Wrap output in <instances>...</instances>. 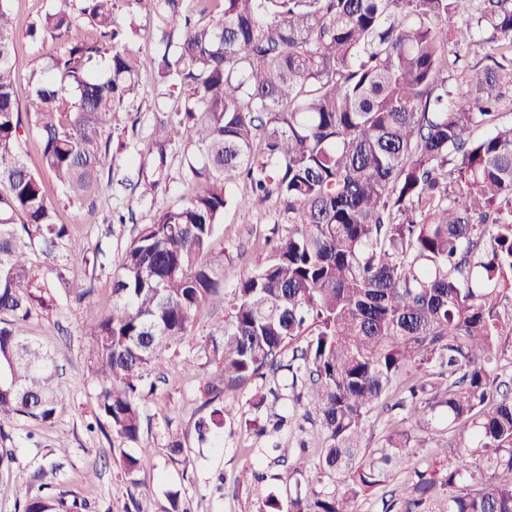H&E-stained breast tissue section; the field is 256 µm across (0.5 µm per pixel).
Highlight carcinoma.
<instances>
[{"mask_svg": "<svg viewBox=\"0 0 512 512\" xmlns=\"http://www.w3.org/2000/svg\"><path fill=\"white\" fill-rule=\"evenodd\" d=\"M198 3L222 19L193 24L183 0H154L165 48L147 63L112 0H80L95 36L51 57L22 104L0 0V422H47L57 404L54 357L23 324L44 305L33 256L56 260L70 230L22 159L24 134L38 133L68 200L90 197L112 163L105 128L148 71L184 96L154 125L159 164L176 140L201 162L188 163L192 195L128 244L112 312L85 309L109 439L139 440L154 366L201 304L221 303L205 404L286 368L324 435L317 461L288 467L307 492L269 494L257 512H355L423 448L436 466L410 472L404 512H512V0ZM74 25L48 11L31 33L60 39ZM232 171L256 200L282 198L296 231L228 300L224 266L205 256ZM402 382L409 426L364 446L375 405ZM222 423L214 407L195 430L203 440ZM122 466L152 494L138 458ZM76 508L40 486L24 494L23 512Z\"/></svg>", "mask_w": 512, "mask_h": 512, "instance_id": "1", "label": "carcinoma"}]
</instances>
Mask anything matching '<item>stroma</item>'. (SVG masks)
<instances>
[{
  "instance_id": "1",
  "label": "stroma",
  "mask_w": 512,
  "mask_h": 512,
  "mask_svg": "<svg viewBox=\"0 0 512 512\" xmlns=\"http://www.w3.org/2000/svg\"><path fill=\"white\" fill-rule=\"evenodd\" d=\"M79 0H13L16 17L15 65L19 73L18 93L26 95L31 77L40 73L49 56L62 53L63 39L29 36L31 23L45 12H76ZM113 12L121 26H135L133 40L144 59L161 48L150 0H113ZM178 95H162L150 75H142L135 92L125 100L122 112L108 126L114 158L100 177L95 195L81 203H68L63 188L51 174H44L47 192L55 203L59 223L69 225L70 235L60 252L72 258L103 249L111 266H118L137 226L152 223L162 209L182 203L191 189L186 159L191 151L183 142L166 152L164 181L155 196L140 197L135 188L140 164H152L153 125L161 112L182 109ZM230 198L212 241L209 259L224 264V293L232 295L237 283L266 256L267 240L287 235L292 226L277 196L261 204L241 208L236 200L246 193L237 178L225 183ZM94 291L86 303L76 294L86 283ZM48 306L28 326L33 336L55 356L60 367L59 405L53 422L19 418L0 424V447L13 449L17 461L0 471V512H18L32 475L52 471L51 493L64 492L85 505L84 512H167L168 492L180 495L187 512H255L258 497L274 494L280 500L296 495L295 483L283 477L281 456L294 457L300 442L320 447L315 424L305 420L303 404L294 399L287 371L276 375L280 400L274 413L259 411L250 403L253 384L229 390L219 401L224 409L223 426L215 438L198 443L194 425L204 401L203 386L217 375L213 365H203L201 349L225 311L203 306L195 314L194 327L160 367L161 382L155 395L142 405V431L135 443L113 446L95 426L99 385L90 369L89 338L83 328L84 307L112 310V277L89 267H77L68 285L50 282ZM265 428L255 437V428ZM65 439L66 455L55 443ZM181 440L184 448L171 455L169 445ZM139 458L137 478L150 485L152 498L138 497L123 474L122 454ZM261 472L265 482L253 485L243 474Z\"/></svg>"
}]
</instances>
